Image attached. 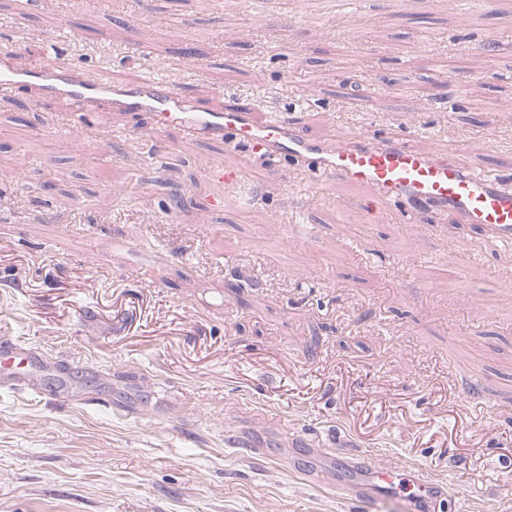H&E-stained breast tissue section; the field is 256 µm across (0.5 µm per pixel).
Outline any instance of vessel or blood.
Returning a JSON list of instances; mask_svg holds the SVG:
<instances>
[{
    "label": "vessel or blood",
    "mask_w": 512,
    "mask_h": 512,
    "mask_svg": "<svg viewBox=\"0 0 512 512\" xmlns=\"http://www.w3.org/2000/svg\"><path fill=\"white\" fill-rule=\"evenodd\" d=\"M23 86L39 95L68 101L73 118L80 122L102 112L145 111L153 115L147 130L153 139L174 129L230 144L253 156L302 159L311 180L334 178L363 187L366 204H394L407 221H420L426 211L435 210L469 228L492 231L502 245H512V177L464 168L448 150L430 155L404 138L360 131L333 142L318 141L302 134L285 115L272 113L259 123L251 112L242 109L202 110L153 75L133 85H116L109 77L76 66L46 64L22 71L14 65L10 52H1L0 95L13 94ZM34 366L48 372L59 369L53 358L28 345L0 348V377L20 375ZM345 463L351 477L341 489L356 501L365 500L368 487H376L382 494L392 493L406 479L401 471L367 454L348 456Z\"/></svg>",
    "instance_id": "1"
}]
</instances>
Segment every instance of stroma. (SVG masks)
Wrapping results in <instances>:
<instances>
[{
    "label": "stroma",
    "mask_w": 512,
    "mask_h": 512,
    "mask_svg": "<svg viewBox=\"0 0 512 512\" xmlns=\"http://www.w3.org/2000/svg\"><path fill=\"white\" fill-rule=\"evenodd\" d=\"M347 9L0 0V51L124 84L152 71L199 107L280 110L317 140L373 131L435 154L453 138L462 165L512 174V0ZM450 74L454 110L427 100ZM70 112L25 87L0 97V337L70 367L64 395L53 377L44 396L0 386V512H410L291 469L357 451L445 484L433 512H512V250L493 232L340 210L359 188L178 132L119 201L150 115ZM234 166L250 191L202 211L226 196L205 168ZM289 221L313 238L289 241ZM476 376L486 400L466 397Z\"/></svg>",
    "instance_id": "obj_1"
}]
</instances>
